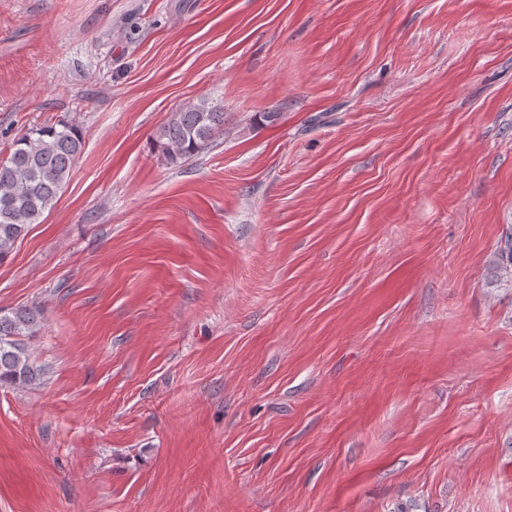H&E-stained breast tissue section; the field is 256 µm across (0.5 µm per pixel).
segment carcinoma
<instances>
[{
    "instance_id": "cac0c4a2",
    "label": "carcinoma",
    "mask_w": 512,
    "mask_h": 512,
    "mask_svg": "<svg viewBox=\"0 0 512 512\" xmlns=\"http://www.w3.org/2000/svg\"><path fill=\"white\" fill-rule=\"evenodd\" d=\"M223 127V106L200 99L174 113L159 137L169 158H188ZM82 147L78 127L65 122L33 128L13 141L9 155L0 160V261L55 205ZM38 318L40 313L30 309L0 311V385L23 387L43 377L25 342Z\"/></svg>"
}]
</instances>
